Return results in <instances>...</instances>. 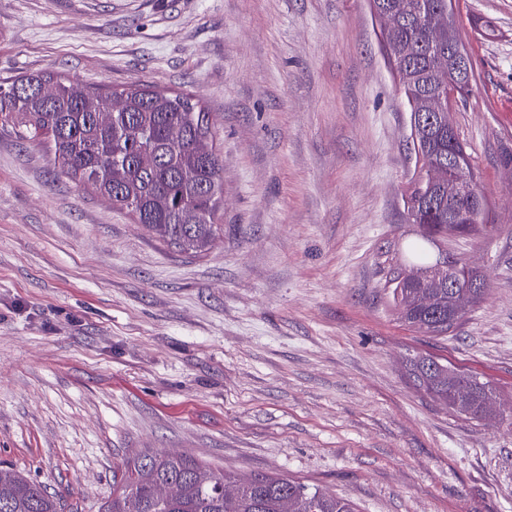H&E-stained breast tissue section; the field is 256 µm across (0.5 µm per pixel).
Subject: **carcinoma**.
Masks as SVG:
<instances>
[{
  "mask_svg": "<svg viewBox=\"0 0 512 512\" xmlns=\"http://www.w3.org/2000/svg\"><path fill=\"white\" fill-rule=\"evenodd\" d=\"M389 14L386 46L415 134L418 170L406 193V218L418 236L402 245L406 264L384 288L409 326L448 334V315L461 320L483 289H448L436 268L448 234L471 235L486 224L483 193L460 197L448 156L471 158L460 137H448V81L458 99L472 85L455 73L448 46L464 47L448 0H377ZM50 96L41 94L43 85ZM0 122L23 140H43L59 172L87 186L113 208L126 210L159 240L199 255L215 239L224 193V160L209 113L186 92L148 84L78 90L52 69L0 82ZM467 207L448 229V205ZM431 303L423 304L424 298ZM411 382L452 413L474 422L501 416L490 381L431 355L406 362ZM55 494L0 465V512H76ZM101 512H358L355 503L297 479L217 472L188 454L145 452L114 476Z\"/></svg>",
  "mask_w": 512,
  "mask_h": 512,
  "instance_id": "obj_1",
  "label": "carcinoma"
}]
</instances>
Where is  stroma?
Returning <instances> with one entry per match:
<instances>
[{
  "mask_svg": "<svg viewBox=\"0 0 512 512\" xmlns=\"http://www.w3.org/2000/svg\"><path fill=\"white\" fill-rule=\"evenodd\" d=\"M453 9L474 83L452 121L489 219L448 250L486 293L436 338L384 291L415 155L367 0H0V81L190 93L224 159L194 257L0 126V464L82 512L148 449L359 512H512V0ZM415 353L489 380L509 419L449 412L407 379Z\"/></svg>",
  "mask_w": 512,
  "mask_h": 512,
  "instance_id": "stroma-1",
  "label": "stroma"
}]
</instances>
